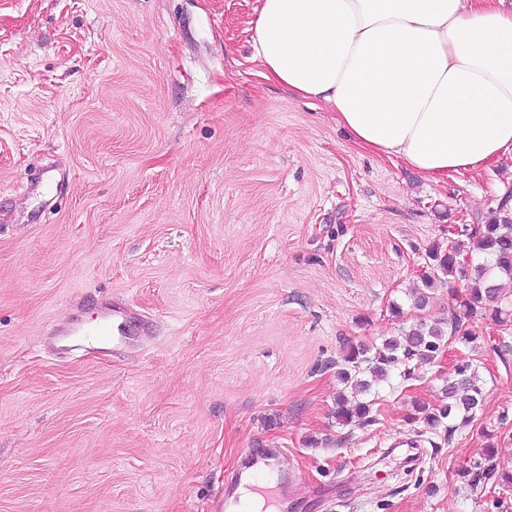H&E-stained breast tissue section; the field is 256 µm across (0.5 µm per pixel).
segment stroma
I'll list each match as a JSON object with an SVG mask.
<instances>
[{
	"label": "stroma",
	"mask_w": 512,
	"mask_h": 512,
	"mask_svg": "<svg viewBox=\"0 0 512 512\" xmlns=\"http://www.w3.org/2000/svg\"><path fill=\"white\" fill-rule=\"evenodd\" d=\"M256 0H0V512H213L276 449L287 512H512V329L478 323L338 424L343 343L415 318L435 243L512 190V154L437 185L259 76ZM149 325L109 354L61 328L112 299ZM403 313L393 316L392 305ZM483 388L447 434L454 366ZM447 382L445 397L448 402L431 411L426 407L420 408L419 412L426 413L427 425L443 426L451 435L457 422L468 424L475 420L482 406V386L476 366L470 362L457 364ZM493 456L491 453L484 454V461L485 463L482 466V463L479 465H476L474 467L473 471L472 469L467 470L465 469L462 471L461 475L462 477H468L471 476V483L473 485H478L480 483L488 484L491 482V488L492 487H507V485H512V475H501L499 479L496 477V471L492 464ZM493 480V481H492Z\"/></svg>",
	"instance_id": "1"
}]
</instances>
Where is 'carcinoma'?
I'll use <instances>...</instances> for the list:
<instances>
[{
    "mask_svg": "<svg viewBox=\"0 0 512 512\" xmlns=\"http://www.w3.org/2000/svg\"><path fill=\"white\" fill-rule=\"evenodd\" d=\"M464 231L475 240L482 262L472 264L473 255L459 241L450 240L445 247L435 244L426 253L429 271L422 274L420 285L415 288L414 307L421 311L442 278L455 275L463 278L464 295L456 296L448 321L429 323L419 318L409 328L401 329L400 335L385 339L379 346H344L340 360L336 361V374L345 388L367 392L373 383L400 368L403 376H411L409 362L420 366L434 363L449 340L465 345L475 343L473 324L478 321L490 320L500 327L512 324V305L506 301L505 288V284H512V209L507 206V200L498 202L486 223L473 224ZM366 373L371 379L361 378ZM445 392L448 402L431 410L423 407L418 412L425 414L427 425L443 426L451 433L456 430V423L474 421L481 410L482 386L476 366L470 362L456 365L448 376ZM372 406L371 402L352 403L345 392L339 391L336 421L342 425L373 423L376 417ZM492 460V454H484V464L462 471V476L471 477L474 485L486 482L494 488L511 486L512 475L496 476Z\"/></svg>",
    "mask_w": 512,
    "mask_h": 512,
    "instance_id": "1",
    "label": "carcinoma"
}]
</instances>
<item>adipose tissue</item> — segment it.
<instances>
[{"mask_svg":"<svg viewBox=\"0 0 512 512\" xmlns=\"http://www.w3.org/2000/svg\"><path fill=\"white\" fill-rule=\"evenodd\" d=\"M503 0H256L265 80L329 105L354 141L440 183L512 153Z\"/></svg>","mask_w":512,"mask_h":512,"instance_id":"ef3b65f1","label":"adipose tissue"}]
</instances>
